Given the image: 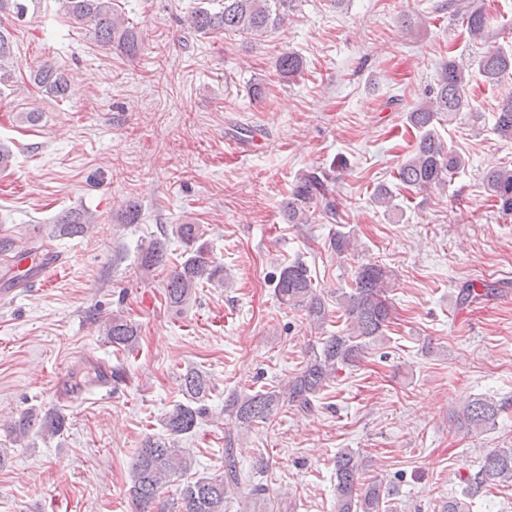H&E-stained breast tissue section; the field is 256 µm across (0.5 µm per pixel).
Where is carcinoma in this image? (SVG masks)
Returning <instances> with one entry per match:
<instances>
[{
    "instance_id": "1",
    "label": "carcinoma",
    "mask_w": 512,
    "mask_h": 512,
    "mask_svg": "<svg viewBox=\"0 0 512 512\" xmlns=\"http://www.w3.org/2000/svg\"><path fill=\"white\" fill-rule=\"evenodd\" d=\"M296 0H224V9L211 12L198 7L191 14V28L201 34L216 31L231 32L250 39L264 37L288 20ZM66 13L77 25L89 27L98 46L104 50L117 49L134 57L140 51L139 33L119 13L112 0H65ZM466 31L472 40L486 38L494 17L483 11H471L465 16ZM9 39L0 32V80L8 74L12 60ZM280 73L285 77L296 75L302 68L301 58L293 51L279 57ZM479 75L493 87L512 78V51L496 48L477 61ZM34 80L52 97L63 100L68 91V76L53 65H45L34 74ZM470 106L464 68L456 59L448 57L441 64L435 87L427 99L415 106L408 117L410 124L421 132L415 151L400 166L397 178L408 188L428 191L444 187L448 179L464 167L463 157L446 148L439 139L435 124L445 115H457ZM496 133L512 140V91L504 94L495 118ZM328 174L317 167L296 179L283 210V218L290 224H306L313 201L325 196ZM486 190L504 213H512V168L502 167L485 176ZM94 223L92 215L82 210H68L57 217L51 236H81ZM177 237L186 247L187 257L171 270L166 297L171 307L179 310L189 302L196 288L205 283L224 286V267L213 264L203 232L198 224H178ZM48 250L45 240L30 241L15 248L7 239L0 241V262L13 265L32 252ZM165 243L156 240L142 253L139 271L149 277L165 266ZM392 274L387 267L368 262L359 265L350 292L341 294L340 305L345 327L334 336L322 339L320 348L312 349L300 372L278 389H261L253 393L233 394L225 401L224 412L234 417L238 425L250 429L256 424H267L277 412L294 407L309 412L314 399L336 375L338 366L359 361L367 345L385 335L390 324L392 302L389 297ZM274 292L286 304L306 308L311 325L321 329L326 320V309L311 278L307 266L293 262L274 280ZM104 332L119 349H132L137 338V327L119 314L104 325ZM185 403L176 405L164 419L168 437L144 440L132 462L130 496L135 512H153L160 488L171 477L183 475L191 462L176 447V438L195 430L205 414L200 405L207 395V380L202 373L189 370L182 380ZM499 408L484 399L470 398L457 412L461 425L481 429L495 424ZM65 417L59 414L43 420L33 413L21 415L12 426L16 439L21 440L33 431L57 435L65 428ZM224 472L215 477H200L189 481L179 491L175 512H224V500L243 490L252 496L264 491L253 481L254 474L239 467L232 441L224 448ZM336 473V512H384L386 487L380 480L366 481L363 477L359 452L343 448L334 458ZM512 484V448H499L488 453L479 469L461 478L462 493L471 497L493 483Z\"/></svg>"
}]
</instances>
